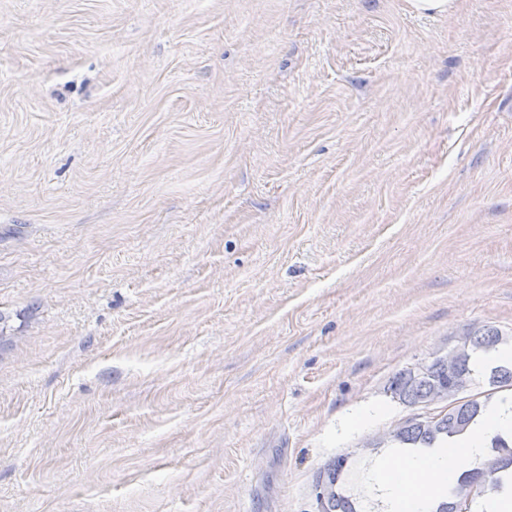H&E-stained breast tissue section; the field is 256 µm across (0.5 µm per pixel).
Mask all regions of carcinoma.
Listing matches in <instances>:
<instances>
[{"label": "carcinoma", "mask_w": 512, "mask_h": 512, "mask_svg": "<svg viewBox=\"0 0 512 512\" xmlns=\"http://www.w3.org/2000/svg\"><path fill=\"white\" fill-rule=\"evenodd\" d=\"M506 343L493 328L466 334L453 352V362H448L446 355H437L421 371L400 372L389 387L393 398L407 406H428L446 400L448 409L422 421L407 419L391 433L390 443L398 448H433L464 432L483 415L487 401L461 398L459 394L482 377L494 390L512 387V367L478 365L479 355ZM491 447L504 448L506 452L489 456L482 466L461 473L448 490V500L440 502L433 512H456L459 503L471 507L477 499L501 492L505 480L512 478V450L497 435L491 438ZM351 465L352 454H339L317 472L316 485L326 489L321 512H365L361 502L344 493V477Z\"/></svg>", "instance_id": "obj_1"}]
</instances>
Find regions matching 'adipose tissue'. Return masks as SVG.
Returning <instances> with one entry per match:
<instances>
[{"label":"adipose tissue","instance_id":"adipose-tissue-1","mask_svg":"<svg viewBox=\"0 0 512 512\" xmlns=\"http://www.w3.org/2000/svg\"><path fill=\"white\" fill-rule=\"evenodd\" d=\"M495 432L512 433V398L500 402L446 445L376 463L373 512H428L447 500L454 474L482 456L487 437Z\"/></svg>","mask_w":512,"mask_h":512}]
</instances>
